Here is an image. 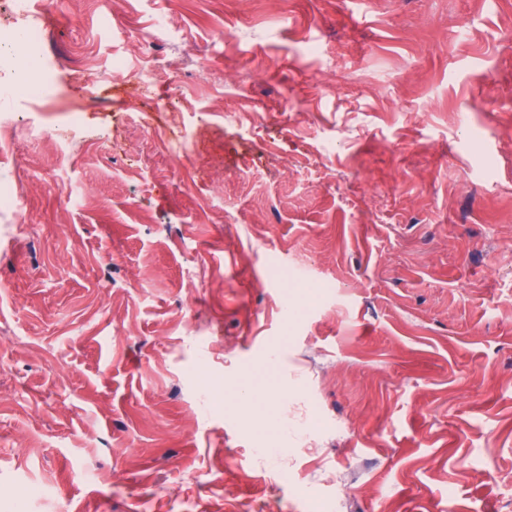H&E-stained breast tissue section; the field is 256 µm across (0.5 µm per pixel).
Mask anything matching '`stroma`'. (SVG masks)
<instances>
[{"mask_svg":"<svg viewBox=\"0 0 512 512\" xmlns=\"http://www.w3.org/2000/svg\"><path fill=\"white\" fill-rule=\"evenodd\" d=\"M31 12L0 512H512V0ZM11 10L16 22L25 26L26 61L19 71L11 72L5 80L0 76V95L10 101L43 100L45 87V34L42 28L30 20L26 0H12Z\"/></svg>","mask_w":512,"mask_h":512,"instance_id":"35a3bbf8","label":"stroma"}]
</instances>
